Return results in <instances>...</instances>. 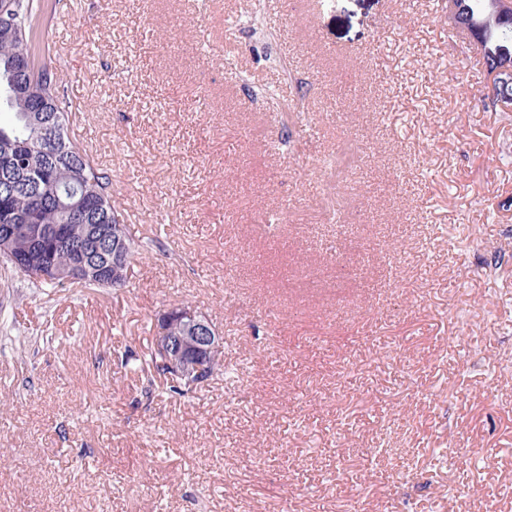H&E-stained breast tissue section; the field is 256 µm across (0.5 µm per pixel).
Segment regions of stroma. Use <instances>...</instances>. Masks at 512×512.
<instances>
[{"label":"stroma","instance_id":"obj_1","mask_svg":"<svg viewBox=\"0 0 512 512\" xmlns=\"http://www.w3.org/2000/svg\"><path fill=\"white\" fill-rule=\"evenodd\" d=\"M449 6L286 0L252 36L248 0H51L70 135L161 234L121 288L0 265V512H512V106ZM180 303L233 368L185 397L137 370Z\"/></svg>","mask_w":512,"mask_h":512}]
</instances>
